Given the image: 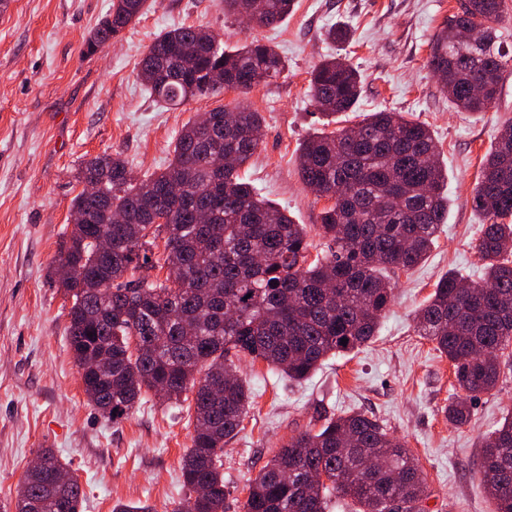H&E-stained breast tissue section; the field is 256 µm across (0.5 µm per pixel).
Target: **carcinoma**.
Here are the masks:
<instances>
[{
	"label": "carcinoma",
	"mask_w": 512,
	"mask_h": 512,
	"mask_svg": "<svg viewBox=\"0 0 512 512\" xmlns=\"http://www.w3.org/2000/svg\"><path fill=\"white\" fill-rule=\"evenodd\" d=\"M260 26L283 22L294 0H252ZM150 7L112 0V19L89 33V52L105 47ZM506 0H463L431 40L427 66L442 73L456 108L494 106L512 62L501 48ZM481 27L473 43L455 44L456 28ZM286 60L271 46L246 41L224 48L204 26L160 33L139 63V76L161 108L227 90L247 94L280 77ZM309 95L328 123L355 111L358 72L332 57L310 72ZM263 118L246 106L214 108L185 123L168 165L142 179L120 154L81 162L78 183L96 185L71 201L73 227L57 263L71 299L66 328L89 401L119 423L153 396L161 404L192 400L194 433L180 467L193 496L182 512H224V443L251 408L249 383L234 360L248 357L291 382L323 362L372 342L394 293L391 273L424 261L448 216V174L424 124L402 112H371L354 127L321 131L300 145L298 171L318 198H335L319 214L323 249L309 259L306 225L262 196L241 175L260 146ZM487 220L475 248L486 278L447 273L416 318V331L448 357L463 395L445 407L466 424L472 404L500 377L512 347V122L487 153L474 188ZM162 218L158 224L154 219ZM112 234L102 253L95 239ZM163 251L156 252V240ZM172 267L178 278L151 272ZM348 343L343 345L341 340ZM99 358L110 367L93 365ZM18 484L15 512H78V479L52 450L37 454ZM485 489L496 512H512V416L482 441ZM322 473L327 482L310 477ZM356 512H425V478L410 449L364 413L327 419L291 437L248 484L244 512H327L328 498Z\"/></svg>",
	"instance_id": "carcinoma-1"
}]
</instances>
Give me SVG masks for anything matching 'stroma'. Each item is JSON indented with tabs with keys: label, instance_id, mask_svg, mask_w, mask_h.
Segmentation results:
<instances>
[{
	"label": "stroma",
	"instance_id": "stroma-1",
	"mask_svg": "<svg viewBox=\"0 0 512 512\" xmlns=\"http://www.w3.org/2000/svg\"><path fill=\"white\" fill-rule=\"evenodd\" d=\"M458 4L296 0L281 24L251 27L225 14L218 0H153L118 38L89 54L84 41L112 0H10L0 12V512H13L18 483L42 448L77 476L79 512H112L119 502L173 512L184 501L180 461L193 432L186 407L147 403L115 425L83 391L67 341L70 304L56 273L71 200L82 189L76 172L106 151L121 153L135 177L159 171L184 123L242 103L264 118L248 177L296 223L313 226L326 202L301 183L298 149L324 128L308 79L329 56L361 76L357 113L396 111L428 125L448 174V219L426 261L395 276L394 300L370 344L327 359L301 384L265 363L239 361L253 406L224 447V512H243L249 479L291 436L353 412L375 418L418 458L428 512H495L483 483L481 438L512 409V355L501 359L496 390L474 403L471 423L456 426L444 413L456 394L452 368L415 332V315L440 277L485 275L475 249L485 219L473 189L484 156L512 119V67L496 106L476 115L456 109L426 65L433 35ZM198 25L228 48L259 39L288 68L245 96L228 91L162 109L145 91L138 62L161 32ZM334 25L348 26L351 42L326 40Z\"/></svg>",
	"mask_w": 512,
	"mask_h": 512
}]
</instances>
